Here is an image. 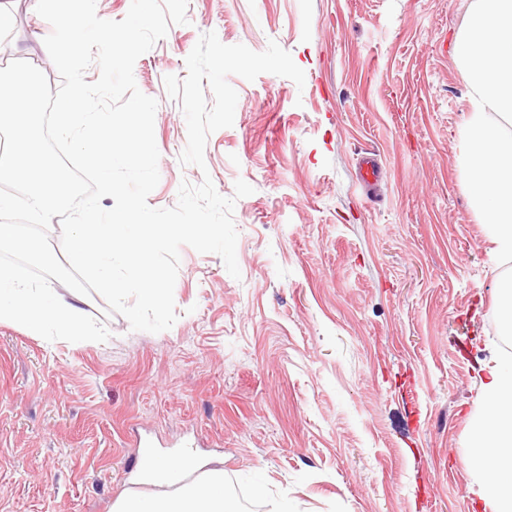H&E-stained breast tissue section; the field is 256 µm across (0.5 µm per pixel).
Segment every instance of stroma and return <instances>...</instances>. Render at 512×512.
I'll list each match as a JSON object with an SVG mask.
<instances>
[{
	"mask_svg": "<svg viewBox=\"0 0 512 512\" xmlns=\"http://www.w3.org/2000/svg\"><path fill=\"white\" fill-rule=\"evenodd\" d=\"M37 0L14 15L0 66L32 59L61 78ZM473 0H189L188 22L140 56L157 103L155 208L211 177L235 198L240 278L180 249L178 319L131 330L99 295L83 314L108 341H47L0 322V512H110L169 485L139 473L190 453L270 512H487L471 493L470 415L495 354L502 266L469 197L461 130L472 89L452 49ZM256 52L276 41L303 86L232 75L234 124L205 168L181 166L187 127L164 78L186 77L199 37ZM376 155L366 197L357 159Z\"/></svg>",
	"mask_w": 512,
	"mask_h": 512,
	"instance_id": "35a3bbf8",
	"label": "stroma"
}]
</instances>
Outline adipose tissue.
Listing matches in <instances>:
<instances>
[{"mask_svg": "<svg viewBox=\"0 0 512 512\" xmlns=\"http://www.w3.org/2000/svg\"><path fill=\"white\" fill-rule=\"evenodd\" d=\"M467 461L474 469V494L490 512H512V360L501 358L487 366L479 404L472 415ZM112 512H240L238 501L224 489V473L179 485L163 497H125Z\"/></svg>", "mask_w": 512, "mask_h": 512, "instance_id": "adipose-tissue-1", "label": "adipose tissue"}]
</instances>
